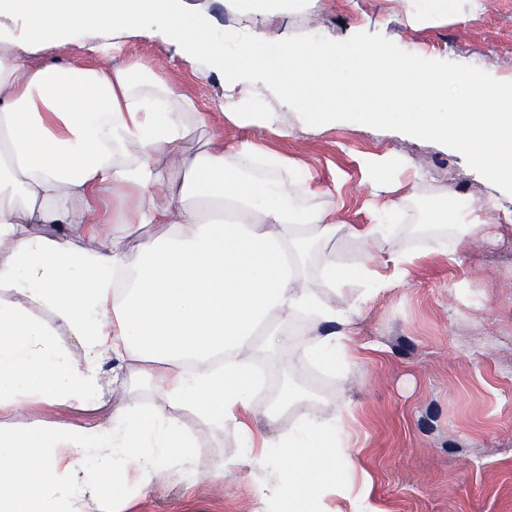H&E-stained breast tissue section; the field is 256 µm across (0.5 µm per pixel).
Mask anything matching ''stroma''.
Here are the masks:
<instances>
[{
  "label": "stroma",
  "mask_w": 512,
  "mask_h": 512,
  "mask_svg": "<svg viewBox=\"0 0 512 512\" xmlns=\"http://www.w3.org/2000/svg\"><path fill=\"white\" fill-rule=\"evenodd\" d=\"M483 2L475 13L469 0H455L448 15L417 25L408 19L409 0H325L324 9L311 14L270 15L258 23L270 33L286 29L321 45L356 38L419 54L426 64L462 71L478 62L512 76V0ZM107 54L117 64L131 56L152 60L200 103L208 121L189 148L210 139L263 144L308 170L323 188L335 189L338 223H371L375 213L406 196L399 228L405 244L417 247L424 241L418 226L442 193L492 207L497 221L487 227L486 244L454 255L428 254L396 290L365 305L348 343L350 389L302 350L290 351L287 368L279 357L259 352L252 361L264 383L254 406L267 411L286 386L315 401L351 400L359 418L354 455L373 477L366 505L374 512H512V196L488 183L468 156L433 138H411L398 124L354 120L287 138L240 127L220 109L222 79H199L163 39L130 37ZM381 153L424 172L425 182L372 190L358 161ZM137 367L134 360H107L98 399L32 403L0 416V425L86 428L110 422L121 404L157 403L151 386L134 383ZM191 428L197 446L190 462H157L150 488L124 512H281V492L262 499L254 493L257 471L225 473V462L243 454L236 433L197 422Z\"/></svg>",
  "instance_id": "1"
}]
</instances>
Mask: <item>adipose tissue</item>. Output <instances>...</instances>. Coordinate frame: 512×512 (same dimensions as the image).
Listing matches in <instances>:
<instances>
[{"mask_svg": "<svg viewBox=\"0 0 512 512\" xmlns=\"http://www.w3.org/2000/svg\"><path fill=\"white\" fill-rule=\"evenodd\" d=\"M322 5L224 0L226 11L253 18ZM1 15L19 32L0 36V414L93 400L112 357L144 361L138 374L161 387L162 400L119 406L111 423L91 429L0 428V512H91L118 502L131 471L135 487L147 488L153 463L193 454L184 413L239 435L253 467L282 486L288 512H313L330 490L368 497L372 478L344 431L350 403L325 414L287 390L281 401L299 424L270 414L258 432L249 358L259 337L286 336L297 318L304 355L349 382L344 341L355 316L399 287L419 252L390 225L337 223L325 189L258 143L188 149L206 124L196 101L151 62L115 64L100 48L163 36L201 78L223 76L225 118L279 137L293 133L292 112L335 123L333 91H358L364 122L441 140L507 192L512 77L419 68L412 56L363 43L339 53L248 26L219 36L206 7L187 0H0ZM76 32L93 65L32 62L37 47ZM492 221L481 206L440 207L424 216L427 247L477 246ZM31 224L64 230L34 236ZM147 225L157 235L130 258L127 239ZM340 238L385 259L339 252ZM355 284L346 306L327 301ZM62 332L83 362L71 361Z\"/></svg>", "mask_w": 512, "mask_h": 512, "instance_id": "1", "label": "adipose tissue"}]
</instances>
